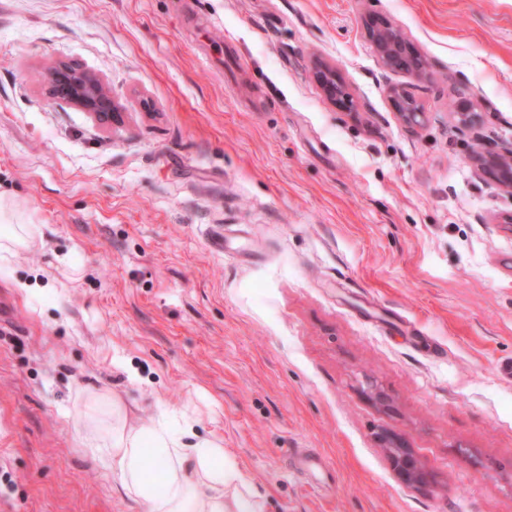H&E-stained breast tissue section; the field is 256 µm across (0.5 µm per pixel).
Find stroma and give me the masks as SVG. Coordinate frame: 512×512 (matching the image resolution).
<instances>
[{
    "label": "stroma",
    "mask_w": 512,
    "mask_h": 512,
    "mask_svg": "<svg viewBox=\"0 0 512 512\" xmlns=\"http://www.w3.org/2000/svg\"><path fill=\"white\" fill-rule=\"evenodd\" d=\"M370 14L422 76L382 66ZM60 60L118 122L52 100ZM493 141L512 0H0V191L43 232L0 262V512H131L82 445L97 387L143 427L195 411L263 512H512V194L469 161ZM384 431L428 483L396 477ZM311 76L327 99L337 106L345 105L344 85L336 67L315 59L311 65ZM392 99L400 119L408 125H416L420 122L424 112L415 100L403 91L393 90ZM458 100L455 102V116L457 118V128L460 131H473L478 124V113L472 98H468L471 93H460Z\"/></svg>",
    "instance_id": "obj_1"
}]
</instances>
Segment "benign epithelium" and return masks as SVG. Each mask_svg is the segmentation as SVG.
Instances as JSON below:
<instances>
[{
	"label": "benign epithelium",
	"instance_id": "obj_1",
	"mask_svg": "<svg viewBox=\"0 0 512 512\" xmlns=\"http://www.w3.org/2000/svg\"><path fill=\"white\" fill-rule=\"evenodd\" d=\"M365 33L385 69L417 76L425 73L424 57L390 21L371 16L366 20ZM311 76L327 99L337 106L345 105L344 85L336 67L316 59L311 65ZM49 81L52 99L75 106L100 121L113 119L116 109L112 89L79 63L72 60L58 62L49 74ZM392 99L404 123L416 125L420 122L424 112L415 100L399 90L392 91ZM454 109L458 130L476 129L478 113L468 93L464 92L458 97ZM471 164L478 177L512 194V146L479 149L472 155ZM379 445L384 448L393 470L403 483L412 486L427 483L428 472L410 452L403 438L384 433L379 436Z\"/></svg>",
	"mask_w": 512,
	"mask_h": 512
}]
</instances>
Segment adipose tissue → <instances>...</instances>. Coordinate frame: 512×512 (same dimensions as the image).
Wrapping results in <instances>:
<instances>
[{
	"mask_svg": "<svg viewBox=\"0 0 512 512\" xmlns=\"http://www.w3.org/2000/svg\"><path fill=\"white\" fill-rule=\"evenodd\" d=\"M0 260L20 257L37 244L39 230L21 206L0 193ZM82 444L108 469L133 507L151 512H263L241 491L240 471L221 441L196 439V417L180 412L151 427L133 424L110 390L83 392Z\"/></svg>",
	"mask_w": 512,
	"mask_h": 512,
	"instance_id": "1",
	"label": "adipose tissue"
}]
</instances>
